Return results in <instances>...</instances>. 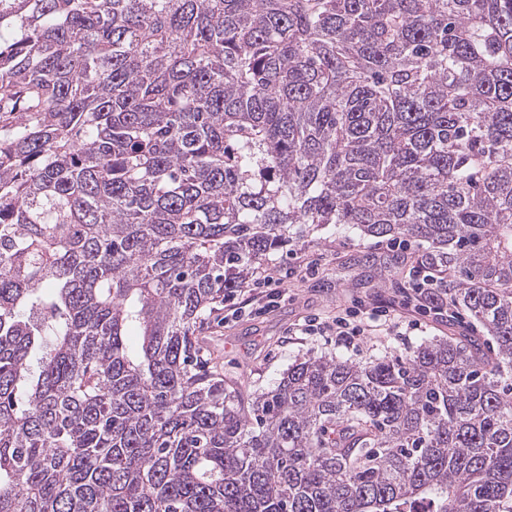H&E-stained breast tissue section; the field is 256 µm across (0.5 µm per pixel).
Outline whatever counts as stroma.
I'll list each match as a JSON object with an SVG mask.
<instances>
[{
	"mask_svg": "<svg viewBox=\"0 0 512 512\" xmlns=\"http://www.w3.org/2000/svg\"><path fill=\"white\" fill-rule=\"evenodd\" d=\"M296 252L315 261L318 273L298 271L292 259ZM421 253L420 245L395 248L387 240L363 237L355 230L342 232L331 226L314 230L265 261L281 293L270 311L238 316L215 313L198 331L199 343L225 379L265 391L275 386L288 366L309 356L366 360L404 352L427 340L480 335V328L463 311L449 322L425 317L410 336L361 337L353 348L337 345L332 336L301 335L299 326L307 317L328 318L358 301L394 298Z\"/></svg>",
	"mask_w": 512,
	"mask_h": 512,
	"instance_id": "1",
	"label": "stroma"
}]
</instances>
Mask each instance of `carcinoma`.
Here are the masks:
<instances>
[{
	"mask_svg": "<svg viewBox=\"0 0 512 512\" xmlns=\"http://www.w3.org/2000/svg\"><path fill=\"white\" fill-rule=\"evenodd\" d=\"M3 28L0 512H512V0H0ZM328 224L425 246L486 336L227 384L198 328Z\"/></svg>",
	"mask_w": 512,
	"mask_h": 512,
	"instance_id": "cac0c4a2",
	"label": "carcinoma"
}]
</instances>
